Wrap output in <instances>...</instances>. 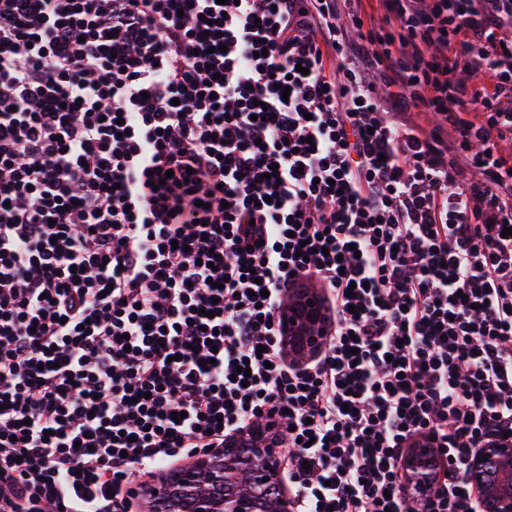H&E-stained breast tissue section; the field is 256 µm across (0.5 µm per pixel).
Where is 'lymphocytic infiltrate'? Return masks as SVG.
I'll use <instances>...</instances> for the list:
<instances>
[{"mask_svg":"<svg viewBox=\"0 0 512 512\" xmlns=\"http://www.w3.org/2000/svg\"><path fill=\"white\" fill-rule=\"evenodd\" d=\"M339 2L0 0V512H132L269 420L295 512H481L467 465L512 435V0ZM294 303L283 313L282 323L287 334L290 353L303 355L319 350L322 343L321 321L323 309L315 294L308 289H300ZM311 299V302H308ZM312 303V306H309ZM295 320V323H291ZM432 454V448H415L405 464L408 474L421 488L427 487L428 477L425 473L431 464Z\"/></svg>","mask_w":512,"mask_h":512,"instance_id":"obj_1","label":"lymphocytic infiltrate"}]
</instances>
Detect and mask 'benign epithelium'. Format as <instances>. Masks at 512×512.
<instances>
[{
  "instance_id": "7a95c632",
  "label": "benign epithelium",
  "mask_w": 512,
  "mask_h": 512,
  "mask_svg": "<svg viewBox=\"0 0 512 512\" xmlns=\"http://www.w3.org/2000/svg\"><path fill=\"white\" fill-rule=\"evenodd\" d=\"M323 309L315 294L307 289L300 290L295 302L288 305L283 313L282 323L288 339L290 352L303 355L319 350L322 343ZM245 448L265 461V468L249 474V481L258 497L276 498V512H292L294 504L281 494V469L279 451L259 427L245 442ZM238 448L224 446L218 452L198 459L185 470V486L197 485L198 472L226 462L234 456ZM433 449L416 448L406 462L408 474L418 482L419 487H427V468L431 464ZM488 460H483V457ZM467 476L473 487L481 512H512V442L498 441L481 449L468 463ZM150 512H177L176 486L162 477L159 484L148 489ZM191 512H257L249 500L233 501L226 496L222 499L205 489L195 491Z\"/></svg>"
}]
</instances>
